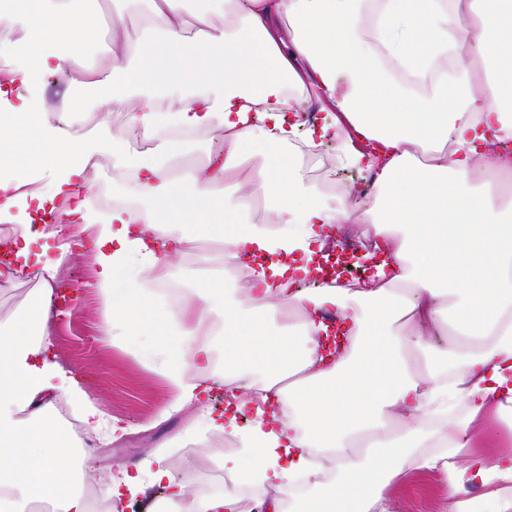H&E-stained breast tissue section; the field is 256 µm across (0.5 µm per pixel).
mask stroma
<instances>
[{
	"mask_svg": "<svg viewBox=\"0 0 512 512\" xmlns=\"http://www.w3.org/2000/svg\"><path fill=\"white\" fill-rule=\"evenodd\" d=\"M89 116L92 123L85 128V135H93L95 122L104 119L112 134L123 140L129 156L147 158L152 154L154 142L126 125L120 106H112L105 115L94 107ZM221 273V267L204 260L189 264L175 258L160 275L183 288L191 299L197 288ZM160 275L144 270L140 284L156 305L164 307L168 301L155 286V279ZM57 283L75 289L77 295L76 301L47 325L52 341L49 356L77 375L82 385V400L66 401L70 413L80 417L81 403L87 400L103 411L105 419L125 430L117 439L94 432L89 435L95 445L92 463L102 480H109L122 465L157 454L163 456L174 479L187 488L192 485V472L222 467L228 449L193 445L195 439L206 434L195 423L201 409L219 412L224 408V354L218 337L220 315L212 314L211 333L206 338L211 348V389L197 403L173 414L169 407L177 392L158 370L156 357L145 354L134 338L101 335V298L92 258L73 254L59 268ZM472 451L482 453L491 463L501 454L512 453V426L490 414L476 419L471 446L461 449L460 454L465 457ZM387 498L390 512H443L448 502V478L439 469L416 471L404 482L389 487Z\"/></svg>",
	"mask_w": 512,
	"mask_h": 512,
	"instance_id": "1",
	"label": "stroma"
}]
</instances>
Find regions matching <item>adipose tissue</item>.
Returning <instances> with one entry per match:
<instances>
[{
  "label": "adipose tissue",
  "mask_w": 512,
  "mask_h": 512,
  "mask_svg": "<svg viewBox=\"0 0 512 512\" xmlns=\"http://www.w3.org/2000/svg\"><path fill=\"white\" fill-rule=\"evenodd\" d=\"M151 38L131 39L113 25L100 44V12L81 0H0V27L21 25L0 45L17 62L0 73V220L16 219L15 258L40 266L46 281L12 321L0 323V512L51 500L61 512H89L75 488L78 457L54 418L59 395H81L79 380L46 354L53 314L51 281L71 255L66 224L89 230L104 299L102 331L160 349L177 387L172 406L192 403L206 377L187 380V354L214 308L222 310L224 383L246 386L236 408L253 405L248 429L206 411L203 426L237 432L240 450L224 468L259 487L307 485L296 512H387L384 492L415 471L448 475V512H512V456L449 460L468 447L472 424L487 413L512 420V208L474 168L511 174L512 0H144ZM476 46L471 72L440 79L428 99L407 93L380 69L379 49L417 70ZM223 55L224 71L212 60ZM138 60V68L127 65ZM58 76L64 89L57 122L31 93ZM100 105L126 107L129 126L157 154L125 160L107 121L93 137L70 130L87 112L78 87ZM305 92L320 126H304L293 91ZM218 129L220 149L203 166H178L186 141L168 130ZM338 143L343 167L371 177L375 208L356 213L302 185L287 146L294 138ZM111 162L116 186L133 208L102 214L86 194L88 174ZM236 204L224 190L240 173ZM42 180L39 191L27 185ZM64 201L66 224L42 221ZM271 204L273 225L252 221L253 202ZM366 225L381 262L360 287H313L312 262L345 225ZM191 224L195 233L175 232ZM224 246L252 286L228 296L223 281L198 288L196 301L171 309L152 303L139 273L163 270L197 237ZM414 328L443 326L453 340L436 350ZM462 400L465 418L438 432L429 453L423 429ZM367 439L366 454L353 453ZM336 459L323 478L317 458ZM162 485L186 497L162 458L120 468L105 491L111 502H139ZM480 496H469L471 487Z\"/></svg>",
  "instance_id": "adipose-tissue-1"
}]
</instances>
